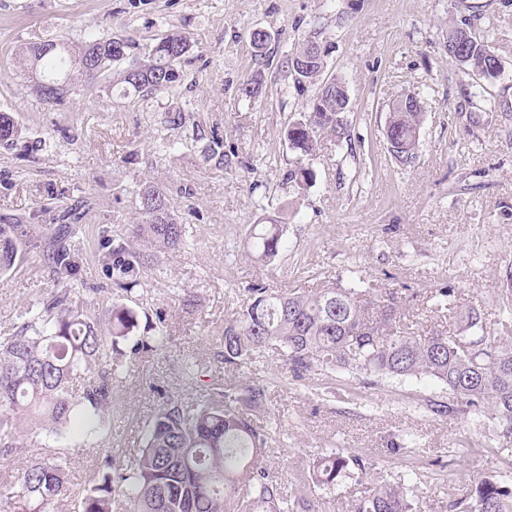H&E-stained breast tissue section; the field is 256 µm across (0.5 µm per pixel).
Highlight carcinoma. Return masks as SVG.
I'll return each instance as SVG.
<instances>
[{
    "mask_svg": "<svg viewBox=\"0 0 512 512\" xmlns=\"http://www.w3.org/2000/svg\"><path fill=\"white\" fill-rule=\"evenodd\" d=\"M469 30L463 48L452 60L486 81L497 79L502 65L485 30L464 19L448 27V47L456 46L459 28ZM191 50L183 33L171 31L146 43L126 34L92 36L78 49L65 43L33 44L27 48L35 80L31 92L53 102L70 91L72 71L89 77L86 66L99 65L110 77L114 67L126 94L177 91L178 65ZM284 67L295 83L320 81L324 55L316 36L286 54ZM346 80L321 81L307 111L285 130L291 149L298 153L288 170V182L302 190L313 181L305 160L315 150V133L330 130L346 138L341 114L349 105ZM425 112L408 101V93L389 105L384 136L395 137L405 149L394 156L403 167L417 160ZM14 118L0 113V145L18 138ZM202 153L222 167L228 163L220 143L212 140ZM142 220L131 225V244L105 253L103 265L112 279L115 299L101 320L84 308L76 295L78 255L67 236L53 238L47 258L54 278L66 287L23 307L13 332L0 340V457L25 460L18 483L0 480V500L8 512H62L70 497L68 462L50 452L33 456L31 444L42 435L63 436L72 422L90 421L87 437L96 438L106 426L112 402L114 363L119 343L136 335L137 310L129 295L141 285L146 267H159L173 253L192 245L186 226L171 207L167 189L150 185L140 195ZM43 224L0 225V274L10 271L25 246L39 247ZM247 243L254 257L271 264L286 245L282 221L266 217L250 225ZM395 293L370 296L337 281L317 292L290 290L272 293L261 283L247 289V300L224 326V365L242 368L257 362L266 351L284 353L290 372L302 378L313 371L343 370L373 385L384 378L429 377L448 387L460 405L432 403L430 411L447 413L484 409L500 427L498 448L512 453V288L498 296V318L483 327L478 309L457 315L452 336L440 332L413 336L397 324ZM168 333L136 341L138 352L150 354L167 344ZM109 367L101 382L74 393L72 382L100 365ZM183 376L195 382L209 366L197 359L179 361ZM266 388L259 384L232 386L219 380L206 385L195 403L167 399L148 424L143 448L136 457L118 462L105 457L106 472L87 490L80 512H313V489L336 485L344 477L363 478L362 459L343 449L316 457L309 480L289 493L258 466L271 439L267 426L250 412L265 407ZM355 512H419V498L408 495L401 482L376 485L355 504ZM449 512H512V489L503 475L478 482L467 497L454 499Z\"/></svg>",
    "mask_w": 512,
    "mask_h": 512,
    "instance_id": "obj_1",
    "label": "carcinoma"
}]
</instances>
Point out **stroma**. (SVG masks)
Here are the masks:
<instances>
[{
    "instance_id": "obj_1",
    "label": "stroma",
    "mask_w": 512,
    "mask_h": 512,
    "mask_svg": "<svg viewBox=\"0 0 512 512\" xmlns=\"http://www.w3.org/2000/svg\"><path fill=\"white\" fill-rule=\"evenodd\" d=\"M464 18L489 30L503 64L495 81L481 82L448 56V27ZM256 29L270 36L261 52L251 42ZM170 30L192 42L176 93L125 95L103 78L89 91L77 77L61 103L49 104L29 89L27 46L79 45L92 32L146 40ZM314 30L325 76L348 82L350 109L342 116L345 139L319 136L315 178L300 191L286 179L297 154L284 129L316 88L297 86L281 60ZM254 76L262 95L252 100L241 88ZM409 90L418 93L426 121L417 161L404 169L388 151L383 126L389 102ZM0 111L21 130L13 146L0 147V225L35 214L56 229L64 211L78 210L81 228L71 244L91 313L112 305L103 248L128 244L142 187H166L194 240L163 270L145 269L131 297L140 335L163 323L170 337L150 355L120 343L103 436L88 440L76 426L45 440L70 461V512L106 453L126 458L142 447L167 398L201 397L178 366L189 356L223 382L268 384L269 408L255 419L275 414L281 429L260 465L284 491L305 483L312 459L326 449H349L368 464L362 481L316 490V512H350L370 487L413 472L422 512H448L449 494L512 474V456L499 452L490 416L426 410L427 401H453L436 380L370 386L340 371L295 380L278 353L240 373L225 371L219 356L235 310L228 293L257 282L288 291L339 278L378 294L393 291L398 316L416 332L450 335L448 313L424 299L447 286L456 308H477L492 325L495 294L512 270V0H0ZM175 112L190 116L194 128L171 129L166 117ZM197 129L222 142L225 169L203 160L192 140ZM277 212L287 224L286 246L263 266L245 252L246 231ZM57 287L42 249L26 251L0 275V338L12 333L27 302ZM184 289L200 300L195 314L178 304ZM406 435L426 456L391 450ZM460 443L471 449L463 458L452 454Z\"/></svg>"
}]
</instances>
